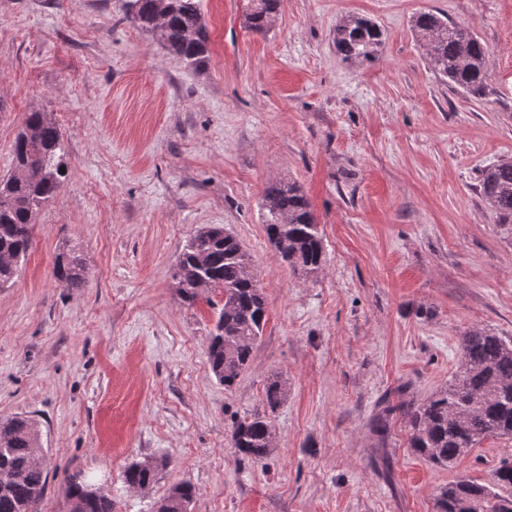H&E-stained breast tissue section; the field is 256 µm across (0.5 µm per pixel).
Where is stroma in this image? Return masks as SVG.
I'll list each match as a JSON object with an SVG mask.
<instances>
[{
    "label": "stroma",
    "instance_id": "stroma-1",
    "mask_svg": "<svg viewBox=\"0 0 512 512\" xmlns=\"http://www.w3.org/2000/svg\"><path fill=\"white\" fill-rule=\"evenodd\" d=\"M247 0H202L208 54L186 65L127 21L121 0H0V179L23 116L52 113L69 176L0 288V418H34L48 472L38 512H66L95 477L113 512H155L191 482L190 512H437L441 487L488 482L512 439H482L455 469L408 446L406 409L447 386L460 335L512 337V238L478 192L512 156V0H283L269 31ZM439 12L489 54L484 97L441 81L410 21ZM349 14L386 33L345 60ZM301 187L323 239L318 274L270 245L268 183ZM203 227L249 253L267 321L232 387L208 346L222 296L181 302L173 267ZM76 245L85 282L53 275ZM281 377L278 450L240 459L230 434ZM164 463L146 491L123 472Z\"/></svg>",
    "mask_w": 512,
    "mask_h": 512
}]
</instances>
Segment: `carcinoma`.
I'll return each instance as SVG.
<instances>
[{
    "instance_id": "1",
    "label": "carcinoma",
    "mask_w": 512,
    "mask_h": 512,
    "mask_svg": "<svg viewBox=\"0 0 512 512\" xmlns=\"http://www.w3.org/2000/svg\"><path fill=\"white\" fill-rule=\"evenodd\" d=\"M158 0H124L125 17L152 33L169 52L189 65L206 58L209 32L201 0H168L165 20L155 23ZM282 7V0H247L244 26L262 32ZM411 30L422 42L426 59L446 83L473 95L486 92L488 51L470 26L441 13L412 17ZM337 51L350 61L377 59L385 34L364 18L345 16L333 29ZM20 176L0 180V287L14 281L31 250V229L39 212L59 192L67 177L66 144L48 112H28L12 144ZM479 191L500 230L512 237V158L486 168ZM264 230L271 245L292 270L311 276L322 269L325 251L318 225L301 189L274 182L264 189ZM84 263L73 249L56 256L55 277L67 288L84 284ZM172 278L182 301L194 304L202 284L224 297L208 350L211 370L226 387L248 366L267 321V304L250 255L223 230L204 227L188 241ZM460 362L448 387L407 409L408 447L435 465L455 468L471 448L488 436L512 438V338L468 330L459 338ZM284 382L273 377L264 388L270 411L285 401ZM269 417L254 414L234 423L231 445L244 459L261 460L276 451ZM39 430L27 416L0 419V512H34L46 484ZM163 463L144 459L130 464L123 480L133 489L157 481ZM195 494L181 482L169 488L156 512H181ZM67 499L79 512H112V497L102 488L72 482ZM439 512H512V454L493 469L492 480L480 484L465 477L448 483L437 497Z\"/></svg>"
}]
</instances>
